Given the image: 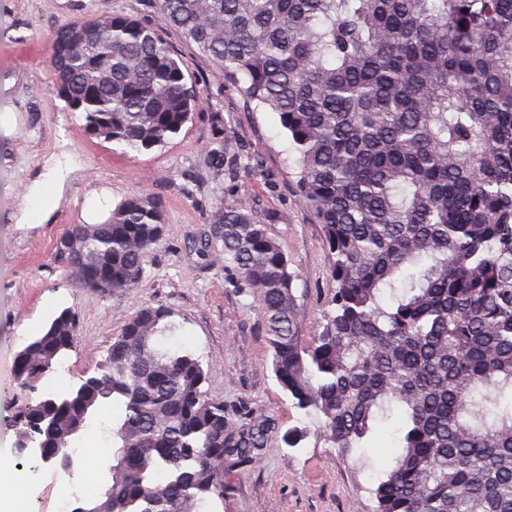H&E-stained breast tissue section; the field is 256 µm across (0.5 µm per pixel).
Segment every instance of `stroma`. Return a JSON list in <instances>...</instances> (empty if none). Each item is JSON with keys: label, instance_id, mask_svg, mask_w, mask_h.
<instances>
[{"label": "stroma", "instance_id": "35a3bbf8", "mask_svg": "<svg viewBox=\"0 0 512 512\" xmlns=\"http://www.w3.org/2000/svg\"><path fill=\"white\" fill-rule=\"evenodd\" d=\"M101 0H0V440L25 399L10 381L13 360L63 309L78 315L77 341L44 387L62 393L96 372L124 317L161 303L179 326L174 343L199 356L209 395L230 414L241 408L273 415L282 427L315 426L281 391L259 326L252 296L225 287L223 266L195 248L212 205L244 198L255 208L298 274L300 336L319 329L333 292L322 232L300 199L297 155L273 113L255 110L238 87L198 49L171 29L157 0H111L113 8L159 30L187 80L203 93L199 108L164 147L143 153L89 135L53 86L48 37L57 28L95 12ZM228 142L257 163L261 176L239 173L229 181L211 150ZM57 179L59 198L39 224L20 218L27 195ZM108 189L113 202L142 191L159 196L166 212L163 236L137 288L102 294L79 287L54 260L57 239L79 223L90 192ZM390 445L380 436L364 457H344L317 435L303 447L271 439L265 450L229 481L223 499L201 512H371L367 492ZM26 481L30 512H57L61 487L55 473L33 458H13Z\"/></svg>", "mask_w": 512, "mask_h": 512}]
</instances>
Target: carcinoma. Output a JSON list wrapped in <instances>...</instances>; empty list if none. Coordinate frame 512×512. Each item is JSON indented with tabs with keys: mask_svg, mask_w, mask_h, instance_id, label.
<instances>
[{
	"mask_svg": "<svg viewBox=\"0 0 512 512\" xmlns=\"http://www.w3.org/2000/svg\"><path fill=\"white\" fill-rule=\"evenodd\" d=\"M248 102L276 114L297 154V192L321 225L334 293L321 330L297 331L295 272L243 201L216 203L196 252L253 295L271 365L294 408L349 457L392 423L373 512H512V0H158ZM52 80L87 133L152 150L201 92L163 36L104 0L54 31ZM224 172L257 174L233 146ZM165 231L160 199L134 195L102 224H73L55 260L101 293L139 286ZM163 304L125 318L97 372L26 400L17 439L66 451L118 412L102 492L87 512H197L226 475L306 425L234 419L199 358L161 339ZM67 308L14 357L37 387L75 344Z\"/></svg>",
	"mask_w": 512,
	"mask_h": 512,
	"instance_id": "1",
	"label": "carcinoma"
}]
</instances>
